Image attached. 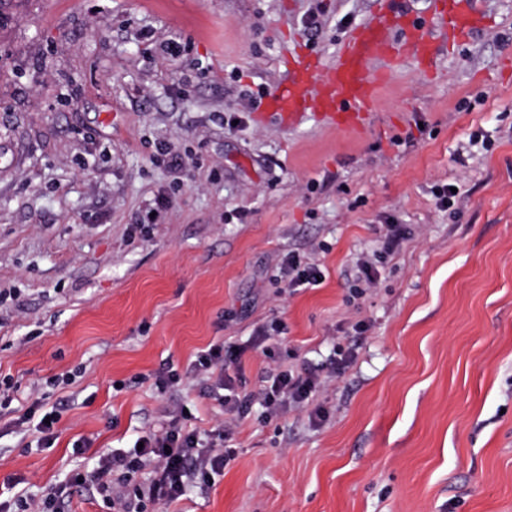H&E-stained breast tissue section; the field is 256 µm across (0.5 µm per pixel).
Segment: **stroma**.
Segmentation results:
<instances>
[{"label":"stroma","instance_id":"1","mask_svg":"<svg viewBox=\"0 0 512 512\" xmlns=\"http://www.w3.org/2000/svg\"><path fill=\"white\" fill-rule=\"evenodd\" d=\"M476 2L484 29L435 39L433 74L393 71L354 138L313 113L259 120L247 93L285 83L289 55L330 64L381 0H14L0 27V381L15 388L0 502L132 448L179 404L222 422L197 379L162 395L155 373L278 319L280 366H321L316 395L276 421L252 405L223 474L176 512H512V0ZM163 143L187 157L184 182ZM441 183L459 186L455 210L436 207ZM161 193L171 205L148 222ZM389 222L412 233L353 298ZM291 251L321 264L320 286L274 284ZM31 395L66 404L53 447L9 425ZM380 262L376 254L364 255L358 259L356 268L359 285L354 288L353 297L360 299L375 286L379 275L378 264Z\"/></svg>","mask_w":512,"mask_h":512}]
</instances>
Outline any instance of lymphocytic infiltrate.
Here are the masks:
<instances>
[{
	"label": "lymphocytic infiltrate",
	"mask_w": 512,
	"mask_h": 512,
	"mask_svg": "<svg viewBox=\"0 0 512 512\" xmlns=\"http://www.w3.org/2000/svg\"><path fill=\"white\" fill-rule=\"evenodd\" d=\"M323 276L320 264L290 253L282 259L276 280L287 288H314ZM283 331L279 323L259 327L247 345L214 343L198 351L185 372L170 369L156 374L154 386L162 394L177 389L183 376L203 380L209 397L224 409L223 422L200 428L192 423L193 413H179L162 429L143 431L142 449H100L92 469L72 472L71 485L94 490L109 512H146L147 506L182 500L194 484L210 483L234 455L230 443L242 425L247 404H259L264 418L273 420L308 402L320 385L317 368H276L256 391L239 393L246 350L259 348L266 357H274L268 342Z\"/></svg>",
	"instance_id": "obj_1"
}]
</instances>
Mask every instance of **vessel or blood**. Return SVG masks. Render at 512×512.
<instances>
[{
	"label": "vessel or blood",
	"mask_w": 512,
	"mask_h": 512,
	"mask_svg": "<svg viewBox=\"0 0 512 512\" xmlns=\"http://www.w3.org/2000/svg\"><path fill=\"white\" fill-rule=\"evenodd\" d=\"M483 23L474 0H444L435 21L460 43ZM433 54L422 22L411 14L405 0H389L338 47L332 65L325 67L300 55L287 59L288 80L266 97L265 114L292 123L305 113L316 112L336 129L361 130L375 109L377 92L388 72L408 60L420 70H429Z\"/></svg>",
	"instance_id": "vessel-or-blood-1"
}]
</instances>
